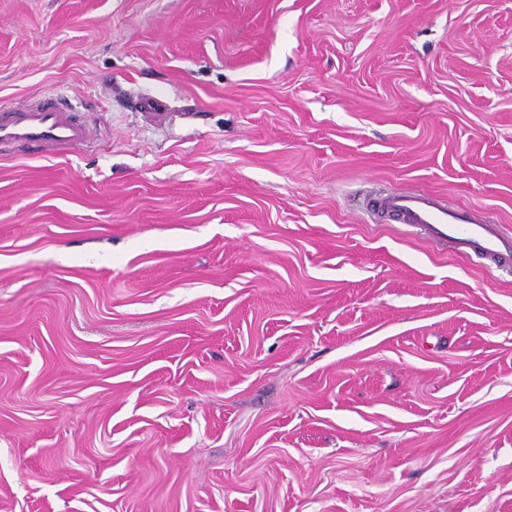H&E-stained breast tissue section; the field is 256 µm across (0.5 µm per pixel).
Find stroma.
Returning <instances> with one entry per match:
<instances>
[{
    "label": "stroma",
    "mask_w": 512,
    "mask_h": 512,
    "mask_svg": "<svg viewBox=\"0 0 512 512\" xmlns=\"http://www.w3.org/2000/svg\"><path fill=\"white\" fill-rule=\"evenodd\" d=\"M0 512H512V0H0ZM160 100L157 121L143 103ZM90 135V127L61 98L0 106L1 156L21 147H37L45 156L54 155L86 142ZM379 209L393 220L422 231L435 244L450 245L457 253L475 256L501 268L512 263V237L497 232L474 208L449 206L424 192L390 193Z\"/></svg>",
    "instance_id": "35a3bbf8"
}]
</instances>
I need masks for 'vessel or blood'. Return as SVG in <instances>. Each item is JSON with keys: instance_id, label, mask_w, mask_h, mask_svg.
I'll return each mask as SVG.
<instances>
[{"instance_id": "obj_1", "label": "vessel or blood", "mask_w": 512, "mask_h": 512, "mask_svg": "<svg viewBox=\"0 0 512 512\" xmlns=\"http://www.w3.org/2000/svg\"><path fill=\"white\" fill-rule=\"evenodd\" d=\"M90 135L89 126L61 98L0 106V154L37 147L49 156L86 142ZM378 207L396 222L422 231L432 243L501 268L512 264V237L497 232L476 209L450 206L419 191L388 194Z\"/></svg>"}]
</instances>
